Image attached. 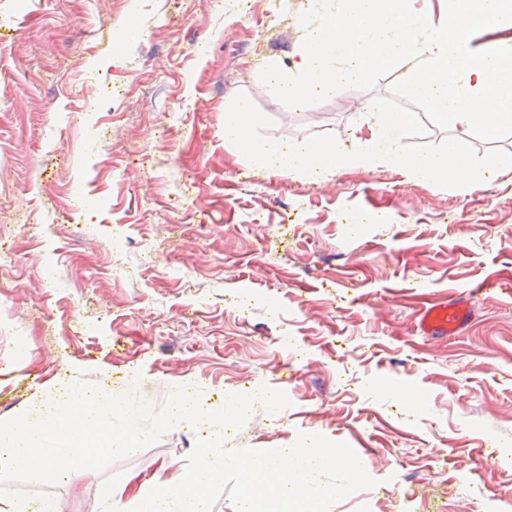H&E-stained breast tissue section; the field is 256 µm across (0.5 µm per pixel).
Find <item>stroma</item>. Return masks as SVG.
<instances>
[{
  "instance_id": "stroma-1",
  "label": "stroma",
  "mask_w": 512,
  "mask_h": 512,
  "mask_svg": "<svg viewBox=\"0 0 512 512\" xmlns=\"http://www.w3.org/2000/svg\"><path fill=\"white\" fill-rule=\"evenodd\" d=\"M312 3L0 0V420L66 378L157 404L199 387L213 406L265 385L290 407L254 402L227 447L304 432L367 449L375 486L332 512H512V282L460 334L415 320L416 293L512 263V173L465 192L386 169L310 180L224 141L240 93L271 140L369 137L402 70L313 108L260 79L297 60ZM212 433L182 425L72 482L0 480V498L97 512L108 474L176 484Z\"/></svg>"
}]
</instances>
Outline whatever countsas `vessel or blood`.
I'll return each mask as SVG.
<instances>
[{
  "mask_svg": "<svg viewBox=\"0 0 512 512\" xmlns=\"http://www.w3.org/2000/svg\"><path fill=\"white\" fill-rule=\"evenodd\" d=\"M497 285V280H483L449 288L439 299L422 295L416 311L421 331L441 338L456 335L469 320L472 298L495 291Z\"/></svg>",
  "mask_w": 512,
  "mask_h": 512,
  "instance_id": "vessel-or-blood-1",
  "label": "vessel or blood"
}]
</instances>
